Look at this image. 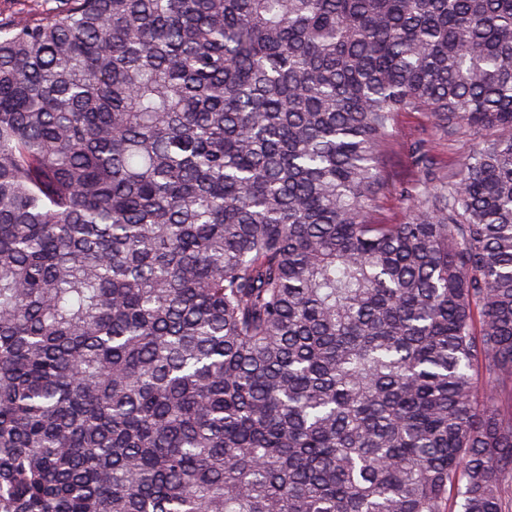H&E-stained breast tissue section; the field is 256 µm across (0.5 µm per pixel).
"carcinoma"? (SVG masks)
I'll list each match as a JSON object with an SVG mask.
<instances>
[{"mask_svg": "<svg viewBox=\"0 0 512 512\" xmlns=\"http://www.w3.org/2000/svg\"><path fill=\"white\" fill-rule=\"evenodd\" d=\"M0 512H512V0L0 22ZM426 124V120L418 113H402L395 119L396 137L402 142L403 156L406 158L412 151L420 130Z\"/></svg>", "mask_w": 512, "mask_h": 512, "instance_id": "1", "label": "carcinoma"}]
</instances>
